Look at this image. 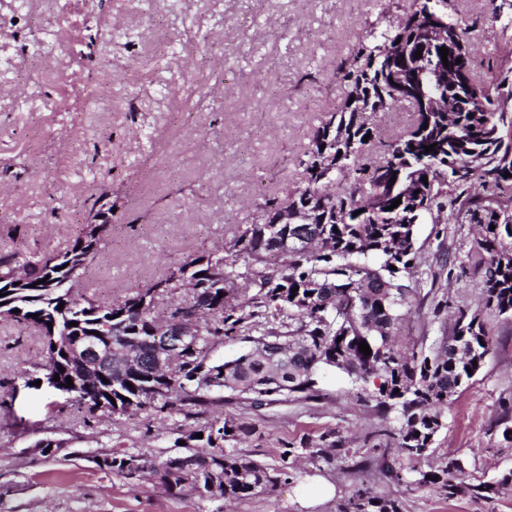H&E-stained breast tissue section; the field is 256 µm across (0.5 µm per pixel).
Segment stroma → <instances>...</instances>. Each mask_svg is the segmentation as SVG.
<instances>
[{
  "instance_id": "obj_1",
  "label": "stroma",
  "mask_w": 512,
  "mask_h": 512,
  "mask_svg": "<svg viewBox=\"0 0 512 512\" xmlns=\"http://www.w3.org/2000/svg\"><path fill=\"white\" fill-rule=\"evenodd\" d=\"M411 0H0V250L60 252L104 212L105 244L80 291L124 298L203 252L230 247L261 220L265 199L301 188L315 128L345 96L340 61L379 16ZM465 19L483 80L512 43V0H450ZM62 42L37 51L40 41ZM476 227H416L417 297L396 343L435 351L452 332L432 295L476 307ZM463 270L438 275L443 252ZM481 370L449 401L427 457L403 461L409 488L389 474L397 412L359 401L341 370L317 372L319 400L262 408L223 403L180 413L103 417L47 386H29L46 356L33 327L0 319V512H339L360 487L399 497L402 512H512V487L489 500L446 498L420 474L460 460L463 485L512 470V321L487 316ZM249 427L239 452L278 482L245 502L169 490L159 475H117L106 453L163 461L213 418ZM335 434L346 454L316 455ZM52 441L51 451L42 444ZM292 456H283L284 448Z\"/></svg>"
}]
</instances>
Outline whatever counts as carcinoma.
<instances>
[{
    "label": "carcinoma",
    "instance_id": "cac0c4a2",
    "mask_svg": "<svg viewBox=\"0 0 512 512\" xmlns=\"http://www.w3.org/2000/svg\"><path fill=\"white\" fill-rule=\"evenodd\" d=\"M447 5L448 0H413L398 23L387 20L368 26L340 68L345 97L315 129L305 152L304 186L284 199L265 201L267 216L313 201V223L308 228L317 242L310 250H288L272 259L265 244L284 229L266 222L251 224L229 255L204 252L150 287L106 305L76 288L86 269L83 239L95 241V252H100L103 236L97 231H106L107 225H86L84 236L60 253L0 251V304L9 319L38 328L46 351L59 344L42 365L59 375L55 391L108 417L180 413L188 405L221 402L226 390L261 407L294 394L316 399L315 370L335 367L360 386V400L400 410L401 457L415 460L427 455L444 426L442 407L469 383L490 351L483 310L512 319V195L502 198L505 190H512V47L484 82L472 74L469 46L459 55L464 85L458 88L442 89L425 79L413 95L390 82L395 69L405 83L412 74L390 54L398 40L422 51L423 66L442 63L439 51L425 47L426 16L447 19L448 37L468 42L462 23L448 18ZM446 94L458 97V111L443 116L423 110V103ZM402 105L412 109L413 121L381 143L379 160H367L377 134L375 114ZM368 134L371 138L363 141ZM430 145L434 150L425 152ZM506 172L510 177H504ZM395 175L400 178L396 186L390 182ZM424 176L426 202L417 203L404 194L403 184ZM336 183L345 184L343 192H328ZM397 199V207L385 210ZM427 217L436 224L479 225L476 245L486 255L478 282L483 308L455 306L452 337L432 355L401 352L393 342L416 292L409 282L420 265L415 226ZM185 278L194 285L187 308L201 307L197 336L191 350L176 356L173 369L158 374L151 366L156 351V337L150 334L154 298L181 289ZM19 280L26 287H15ZM245 289L253 294L241 300L239 293ZM92 331L100 333L96 340L103 351L135 349L142 354V364L131 368L114 352L101 358L93 379H81L68 353ZM254 333L260 347L229 361L210 360L217 341ZM363 341L371 349L368 356L359 351ZM68 377L71 387L65 386ZM376 379L379 383L367 389ZM199 432V451L169 457L158 465L149 459L138 462L158 469L172 491L188 486L198 492L213 484L224 499L243 500L272 489L275 477L266 465L224 447L245 432L241 424L216 418ZM124 458L106 454L99 465L129 475L131 468L117 463ZM460 469V461L450 457L442 469L421 474L416 483L436 485L452 498L463 492L456 482ZM508 485L512 486V470L470 491L485 500ZM344 512L401 510L398 500L376 499L360 488Z\"/></svg>",
    "mask_w": 512,
    "mask_h": 512
}]
</instances>
